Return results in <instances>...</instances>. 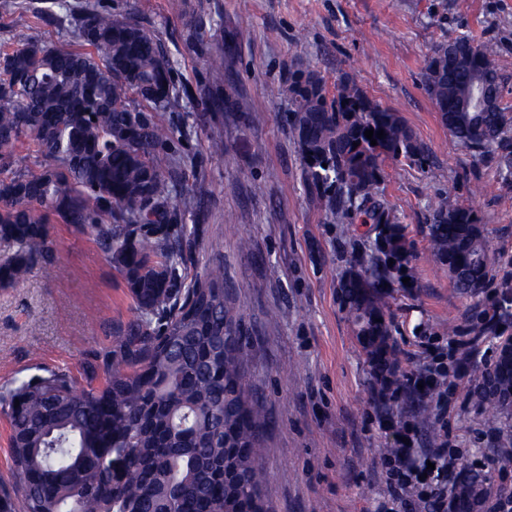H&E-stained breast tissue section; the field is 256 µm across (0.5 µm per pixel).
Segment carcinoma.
I'll return each mask as SVG.
<instances>
[{
    "label": "carcinoma",
    "mask_w": 512,
    "mask_h": 512,
    "mask_svg": "<svg viewBox=\"0 0 512 512\" xmlns=\"http://www.w3.org/2000/svg\"><path fill=\"white\" fill-rule=\"evenodd\" d=\"M63 11L73 39L34 41L22 31L0 50V288L53 262L58 217L88 233L124 279L135 314L114 341L75 373L46 369L0 390L10 426L9 481L0 512H264L262 423L247 390L241 317L224 295V263L189 275L201 225L184 223L180 156L157 118L188 94L176 86L161 41L105 9L79 12L41 0L38 17ZM294 101L291 132L311 192L367 227L339 288L360 336L392 333L379 297L409 263L403 229L378 198L385 158L425 160L397 113L351 81L326 96L322 79ZM425 86L464 148L512 176V115L501 106L495 48L466 36L437 45ZM384 131L377 144L363 135ZM36 148L20 167L17 143ZM432 251L469 296L489 287L490 257L477 213L440 196L429 205ZM474 369L481 409L512 407Z\"/></svg>",
    "instance_id": "cac0c4a2"
}]
</instances>
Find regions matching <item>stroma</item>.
<instances>
[{
	"mask_svg": "<svg viewBox=\"0 0 512 512\" xmlns=\"http://www.w3.org/2000/svg\"><path fill=\"white\" fill-rule=\"evenodd\" d=\"M36 0H0V44L16 31L39 41L68 38L59 19L36 18ZM102 5L162 42L188 96L160 118L174 131L185 221L204 227L188 266L224 263V293L249 336L245 379L266 417L262 465L268 512H371L384 486L375 476L388 442L372 401L375 367L341 299L338 280L361 225L312 194L289 128L286 88L318 73L327 94L353 78L366 97L397 112L428 154L425 166L383 162L382 198L403 226L410 288L384 296L392 342L411 367L446 345L449 327L485 325L498 289L461 294L431 254L428 203L451 193L477 211L488 250L512 257V177L449 134L424 84L433 48L469 35L498 47L501 102L512 110V0H68ZM224 54V79L206 65ZM219 137L224 152L213 155ZM276 167H268V157ZM53 265L0 288V388L41 368L80 369L132 318L123 278L91 236L53 221ZM250 250H242L241 239ZM453 388L448 409L455 472L487 475L490 491L512 488V453L499 451L505 419L476 409Z\"/></svg>",
	"mask_w": 512,
	"mask_h": 512,
	"instance_id": "1",
	"label": "stroma"
}]
</instances>
